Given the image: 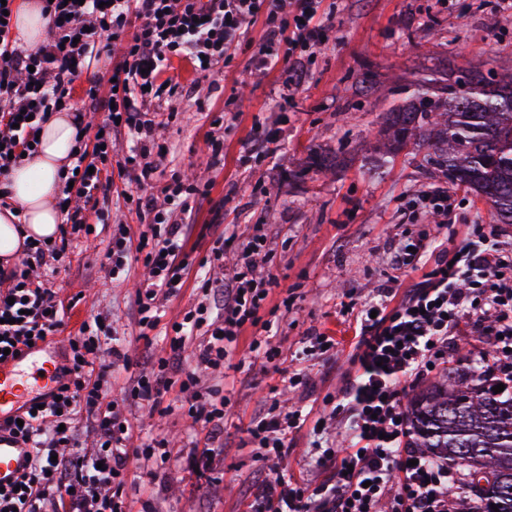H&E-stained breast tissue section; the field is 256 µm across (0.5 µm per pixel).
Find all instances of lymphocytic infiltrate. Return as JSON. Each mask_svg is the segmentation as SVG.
<instances>
[{
    "mask_svg": "<svg viewBox=\"0 0 512 512\" xmlns=\"http://www.w3.org/2000/svg\"><path fill=\"white\" fill-rule=\"evenodd\" d=\"M321 0H41L49 19L47 38L25 49L14 33V21L0 23V184L23 155H34L37 136L52 112L68 109L81 130H89L88 113H108L89 150L77 151L70 179L62 191L63 225L58 238L27 246L21 262L0 268V361L19 355L28 345L50 342L64 327L69 307L49 288L54 261L71 248L72 237L87 222L82 206L98 202L112 188L113 172L141 184L151 180L163 157L160 130L177 113L170 97L200 96L203 81L217 65L233 59L242 46L251 49L250 69H280L286 86H301L315 49L325 44L328 27L318 18ZM262 22L263 34L252 41L251 28ZM117 54L115 86L101 87L85 77L87 56ZM190 63L197 79L183 87L168 69L173 59ZM84 80L83 101L73 98ZM134 144L122 160L112 153L121 135ZM209 190L189 179L164 185L152 196L127 195L131 210L150 226L132 241L127 225L117 224L108 255L113 273L124 271L129 256L144 268L135 290L140 312L139 337L150 336L159 313L177 297L195 260L187 248L188 226ZM426 229L394 248V269H422L421 279L395 305L392 291L380 288L379 302L355 317L358 373L345 393L344 409L355 448L325 449L333 468L328 481L312 485L288 478V434L303 424L298 412L269 414L252 420L249 433L263 448L268 474L253 495L249 512H448V489L459 484V472L447 461L411 448L403 408L402 382L426 377L431 367L448 361V341L464 323L488 340L473 359L478 373L492 384L512 388V246L493 231L475 225L456 252L432 249L431 225L448 221V191L434 188L412 201ZM225 239L216 236L214 261L225 270L204 278V295L220 298L223 316L180 323L171 342L179 349L194 327L207 325L209 339L200 344L194 369L180 368L173 357L157 361L159 373L131 377V395L148 411L158 409L170 390H177L188 417L203 422L213 451L224 445V408L220 390L200 402L199 372L232 369V357L247 328L268 329L260 310L277 286L273 254L265 235L250 237L232 256ZM100 321L83 323L68 337L69 354L59 367L53 394L37 412L0 421V433L30 448L19 489L0 487V512H132L124 495L133 465L160 456L168 460V438L134 445V434L118 401L106 400L101 386L112 374L101 361ZM85 420L94 439L79 448L77 420Z\"/></svg>",
    "mask_w": 512,
    "mask_h": 512,
    "instance_id": "obj_1",
    "label": "lymphocytic infiltrate"
}]
</instances>
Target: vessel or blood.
Instances as JSON below:
<instances>
[{"label":"vessel or blood","mask_w":512,"mask_h":512,"mask_svg":"<svg viewBox=\"0 0 512 512\" xmlns=\"http://www.w3.org/2000/svg\"><path fill=\"white\" fill-rule=\"evenodd\" d=\"M56 376L55 359L44 348L0 363V419L21 413L34 398L51 392ZM27 454V449L0 436V485L9 486L22 473Z\"/></svg>","instance_id":"vessel-or-blood-1"}]
</instances>
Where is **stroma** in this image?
I'll list each match as a JSON object with an SVG mask.
<instances>
[{
  "instance_id": "1",
  "label": "stroma",
  "mask_w": 512,
  "mask_h": 512,
  "mask_svg": "<svg viewBox=\"0 0 512 512\" xmlns=\"http://www.w3.org/2000/svg\"><path fill=\"white\" fill-rule=\"evenodd\" d=\"M319 14L333 18L334 26L299 89L288 90L279 70L251 73L247 54H237L215 68L202 104L172 97L180 117L163 132L166 157L151 183L130 188L132 194L149 195L154 186L183 174L209 186L212 201L225 203V237L237 245L254 231L265 233L280 281L270 317L279 358L254 365L242 350L238 356L244 364L235 381L226 382L218 369L199 377V392L220 386L229 399L226 452L215 458L212 474L196 475L188 463V454L206 450L207 431L184 413L177 391L166 393L151 414L125 399L128 372L116 369L104 383L109 398L125 399L139 441L160 433L176 440L169 461L152 458L132 469L124 493L134 512H247L246 496L261 464L246 428L252 418L270 411L309 414V421L288 436V470L316 483L327 477L320 463L326 437L314 420L341 404L343 388L357 373L349 309L375 299L388 279H396L400 292L420 279L412 270L395 273L387 262L398 241L419 230L405 209L415 193L441 185L454 195L453 213L435 232L437 242L448 248L459 247L472 224L492 226L499 240L512 242V224L498 223L483 200L449 184L442 168L404 151L385 157L382 132L397 88L445 81L452 67L512 73V11L499 9L498 0H322ZM365 73L372 81L364 87L358 79ZM241 84L251 93L241 114L228 122L223 154L212 156L207 147L211 121ZM275 105L283 106L287 119L280 151L252 167L241 166L240 156L254 144L255 117ZM100 208L103 220H91V234L74 240L51 279L58 297L77 305L64 336L55 337L50 348L63 357L65 336L100 314L106 334L143 364L150 354L168 353L173 323L200 300L198 283L213 240L197 229L191 232L188 244L198 264L180 295L166 305L148 348L138 338L133 290L141 265L130 262L127 275L116 278L108 258L115 220L125 219L135 235L143 226L129 214L123 197L110 195ZM288 292L293 300L285 309L280 301ZM310 331L333 336L334 353L312 351L306 338ZM295 373L301 385L279 395L283 375Z\"/></svg>"
}]
</instances>
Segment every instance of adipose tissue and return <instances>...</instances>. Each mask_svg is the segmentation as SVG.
Masks as SVG:
<instances>
[{"label": "adipose tissue", "mask_w": 512, "mask_h": 512, "mask_svg": "<svg viewBox=\"0 0 512 512\" xmlns=\"http://www.w3.org/2000/svg\"><path fill=\"white\" fill-rule=\"evenodd\" d=\"M79 146L68 114L52 113L42 127L37 154L10 173L12 205L0 209V261L9 263L20 256L25 239L55 237L61 222L59 170L70 165Z\"/></svg>", "instance_id": "adipose-tissue-1"}]
</instances>
